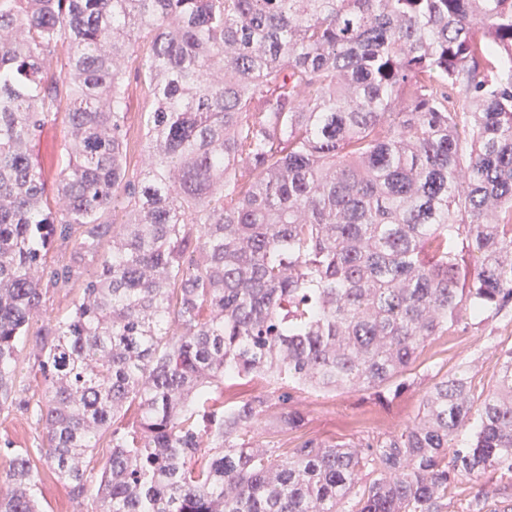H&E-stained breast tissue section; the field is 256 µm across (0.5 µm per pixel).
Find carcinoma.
<instances>
[{
  "label": "carcinoma",
  "instance_id": "obj_1",
  "mask_svg": "<svg viewBox=\"0 0 512 512\" xmlns=\"http://www.w3.org/2000/svg\"><path fill=\"white\" fill-rule=\"evenodd\" d=\"M61 115L50 186L31 148ZM93 264L31 337L33 402L19 342ZM508 308L512 0H0V411L43 428L5 443L0 512H41L44 469L93 512H448L489 471L511 503L512 348L483 397L446 374L400 434L246 440L274 405L300 428L299 387L396 396L428 340ZM249 377L275 387L213 403ZM130 96L128 100V126L131 128V134L133 139L131 140V148L128 155V162L131 167H135L139 170L144 169L146 166V156L141 146V137L143 131L140 127L141 113L144 109V101L139 93V89L136 87V83L131 77L130 82ZM94 268H90L84 277L75 282H71L66 288H57L51 290L47 296L46 304L42 313L36 318V323L33 324L30 333L33 334L36 329L49 319L62 318L67 314L72 306V302L81 294L83 281L89 274L94 272ZM22 350L19 359V372L24 380V385L27 388V395L33 400L41 398L42 395V381L39 374L32 370V360H29V352L31 344L28 341L25 346L22 344ZM41 438L42 426L32 415L11 408L0 412V446L6 440L14 448H28L34 454Z\"/></svg>",
  "mask_w": 512,
  "mask_h": 512
}]
</instances>
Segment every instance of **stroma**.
Listing matches in <instances>:
<instances>
[{
    "mask_svg": "<svg viewBox=\"0 0 512 512\" xmlns=\"http://www.w3.org/2000/svg\"><path fill=\"white\" fill-rule=\"evenodd\" d=\"M66 129L63 122L48 123L41 131L34 155L45 170L48 181H55L65 162ZM512 348V310L452 334L438 336L426 343L406 386L389 403L355 390L316 392L296 389L292 405L305 417L303 427L281 431L273 416H265L250 434L259 447H298L305 439L351 440L397 434L411 426L418 414L422 396L443 374L465 373L474 394L487 392L494 382L496 355ZM42 438V426L35 417L14 409L0 411V441L14 447L36 450ZM497 477L483 476L475 482L462 477L448 491L449 512H466L474 496L482 498V512H502L504 504L498 492Z\"/></svg>",
    "mask_w": 512,
    "mask_h": 512,
    "instance_id": "obj_1",
    "label": "stroma"
}]
</instances>
